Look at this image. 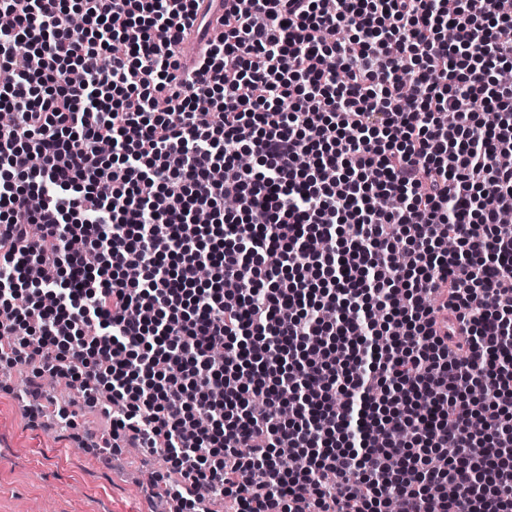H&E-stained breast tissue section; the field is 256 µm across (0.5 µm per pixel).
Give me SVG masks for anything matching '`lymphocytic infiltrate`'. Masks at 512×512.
I'll return each instance as SVG.
<instances>
[{"instance_id":"1","label":"lymphocytic infiltrate","mask_w":512,"mask_h":512,"mask_svg":"<svg viewBox=\"0 0 512 512\" xmlns=\"http://www.w3.org/2000/svg\"><path fill=\"white\" fill-rule=\"evenodd\" d=\"M199 9L0 0V364L170 512H512V10ZM45 393L54 397L59 404L67 407L69 411L75 412L80 434L87 433L88 435H91L99 432L105 427L103 419L83 405L82 400L78 397L76 390L73 388H71V392L68 395L53 393L48 390H46Z\"/></svg>"}]
</instances>
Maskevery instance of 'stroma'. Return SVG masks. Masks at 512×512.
Listing matches in <instances>:
<instances>
[{"label":"stroma","mask_w":512,"mask_h":512,"mask_svg":"<svg viewBox=\"0 0 512 512\" xmlns=\"http://www.w3.org/2000/svg\"><path fill=\"white\" fill-rule=\"evenodd\" d=\"M159 456L129 447L103 461L57 426H33L0 396V507L5 512H159L149 483Z\"/></svg>","instance_id":"stroma-1"}]
</instances>
